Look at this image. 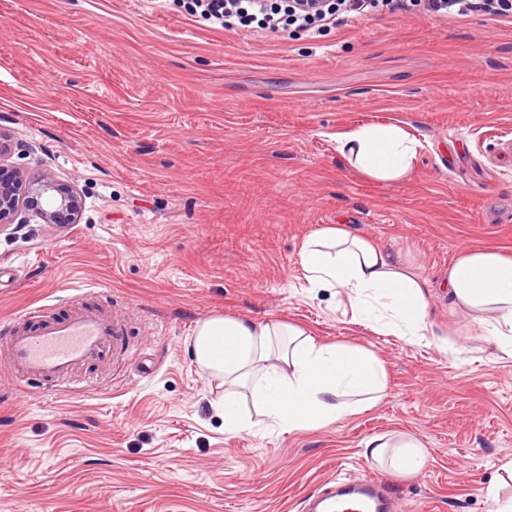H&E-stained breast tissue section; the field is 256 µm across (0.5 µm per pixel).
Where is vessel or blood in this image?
<instances>
[{"mask_svg":"<svg viewBox=\"0 0 512 512\" xmlns=\"http://www.w3.org/2000/svg\"><path fill=\"white\" fill-rule=\"evenodd\" d=\"M27 317L28 324H14L0 337V361L25 379L52 382L60 388L78 368L124 348V320L109 310L78 308L45 320L34 308ZM378 488L373 479L350 490L327 487L321 496L323 512H381Z\"/></svg>","mask_w":512,"mask_h":512,"instance_id":"b4317fda","label":"vessel or blood"}]
</instances>
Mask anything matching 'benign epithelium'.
Listing matches in <instances>:
<instances>
[{
  "label": "benign epithelium",
  "instance_id": "benign-epithelium-1",
  "mask_svg": "<svg viewBox=\"0 0 512 512\" xmlns=\"http://www.w3.org/2000/svg\"><path fill=\"white\" fill-rule=\"evenodd\" d=\"M8 148L0 146V224H73L82 203L74 188L44 174L27 179L19 171L4 167L1 158Z\"/></svg>",
  "mask_w": 512,
  "mask_h": 512
}]
</instances>
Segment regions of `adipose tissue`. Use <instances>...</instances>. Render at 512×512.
I'll use <instances>...</instances> for the list:
<instances>
[{"instance_id": "1", "label": "adipose tissue", "mask_w": 512, "mask_h": 512, "mask_svg": "<svg viewBox=\"0 0 512 512\" xmlns=\"http://www.w3.org/2000/svg\"><path fill=\"white\" fill-rule=\"evenodd\" d=\"M418 146L397 125H363L336 136L337 151L375 182L408 179ZM298 264L310 291L341 289L353 317L377 332L413 341L427 336L428 284L401 252L348 225L328 224L302 242ZM447 285L453 308L472 316L512 358V254L461 249L448 267ZM191 346L198 367L224 387L213 406L229 433L249 429L255 411L284 432L318 430L372 407L387 386L385 366L372 351L319 342L291 323L213 316L198 324ZM246 399L252 411H244ZM365 448L400 473L419 472L428 462L411 433L376 436Z\"/></svg>"}]
</instances>
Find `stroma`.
I'll list each match as a JSON object with an SVG mask.
<instances>
[{"mask_svg":"<svg viewBox=\"0 0 512 512\" xmlns=\"http://www.w3.org/2000/svg\"><path fill=\"white\" fill-rule=\"evenodd\" d=\"M183 2L0 0L7 162L83 203L75 224L0 227V321L101 305L128 345L76 370L85 393L21 386L0 363V512H306L327 482L362 478L393 512H496L512 497V359L445 283L461 248L512 251V20L383 10L277 37L208 27ZM387 123L420 143L399 183L336 151L337 133ZM328 224L411 255L428 343L305 288L300 244ZM224 313L369 348L385 397L315 431L257 415L226 434L191 348ZM401 433L429 454L419 473L364 454Z\"/></svg>","mask_w":512,"mask_h":512,"instance_id":"stroma-1","label":"stroma"}]
</instances>
